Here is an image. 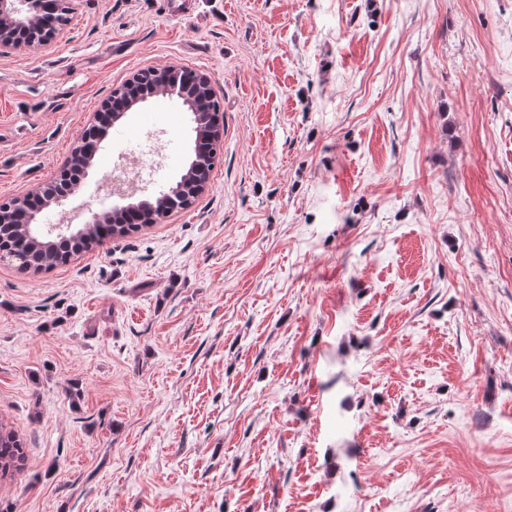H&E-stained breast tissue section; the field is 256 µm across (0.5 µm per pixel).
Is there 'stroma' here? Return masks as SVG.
Wrapping results in <instances>:
<instances>
[{"mask_svg": "<svg viewBox=\"0 0 512 512\" xmlns=\"http://www.w3.org/2000/svg\"><path fill=\"white\" fill-rule=\"evenodd\" d=\"M170 66L223 103L207 190L51 271L0 262L27 454L0 512H512V0H73L0 55V200ZM156 137L144 180L177 179L189 115L157 97L43 223L102 210ZM136 157L125 158L122 164L123 170L119 177L123 179H137L140 184L144 174L151 168H156L162 161L164 154L155 144L149 145L147 151L132 154Z\"/></svg>", "mask_w": 512, "mask_h": 512, "instance_id": "stroma-1", "label": "stroma"}]
</instances>
